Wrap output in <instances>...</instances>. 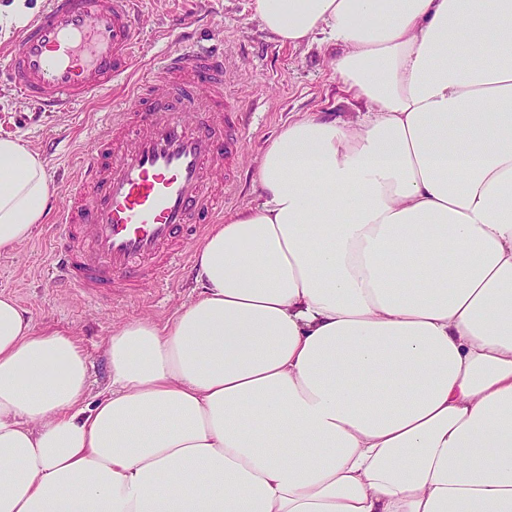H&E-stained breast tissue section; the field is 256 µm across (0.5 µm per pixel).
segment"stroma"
Returning a JSON list of instances; mask_svg holds the SVG:
<instances>
[{
  "instance_id": "35a3bbf8",
  "label": "stroma",
  "mask_w": 512,
  "mask_h": 512,
  "mask_svg": "<svg viewBox=\"0 0 512 512\" xmlns=\"http://www.w3.org/2000/svg\"><path fill=\"white\" fill-rule=\"evenodd\" d=\"M251 0H143V50L134 71L143 73L161 50L178 44V26L194 21V39L212 36L224 42L232 95L249 110V133L237 161L235 190L225 214L253 205L256 159L267 141L304 112L325 119L350 120L358 107L343 91L329 55L318 45L294 48L272 40L252 15ZM22 23H0V135L22 138L43 160L50 185L64 195L68 167L90 145V131L126 92L113 86L110 96L91 99L73 112L35 111L8 80L5 54L17 40ZM49 249L47 224L37 225L30 240L12 250H0V292L11 293L31 312L36 329L75 334L89 355L91 395L109 385L104 341L113 327L149 317L163 323L194 297L190 269H183L170 287L136 290L112 302L92 301L70 288L52 284L45 274Z\"/></svg>"
}]
</instances>
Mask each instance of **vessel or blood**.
<instances>
[{"instance_id":"b4317fda","label":"vessel or blood","mask_w":512,"mask_h":512,"mask_svg":"<svg viewBox=\"0 0 512 512\" xmlns=\"http://www.w3.org/2000/svg\"><path fill=\"white\" fill-rule=\"evenodd\" d=\"M138 0H49L8 54L11 83L42 112L130 91L107 113L56 209L54 283L114 299L176 276L234 188L248 116L225 88L224 53L194 42L137 78Z\"/></svg>"}]
</instances>
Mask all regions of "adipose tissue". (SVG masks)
I'll return each instance as SVG.
<instances>
[{
    "label": "adipose tissue",
    "mask_w": 512,
    "mask_h": 512,
    "mask_svg": "<svg viewBox=\"0 0 512 512\" xmlns=\"http://www.w3.org/2000/svg\"><path fill=\"white\" fill-rule=\"evenodd\" d=\"M357 121L267 143L195 299L108 336L0 293V512H512V0H251ZM0 136V250L47 212Z\"/></svg>",
    "instance_id": "1"
}]
</instances>
